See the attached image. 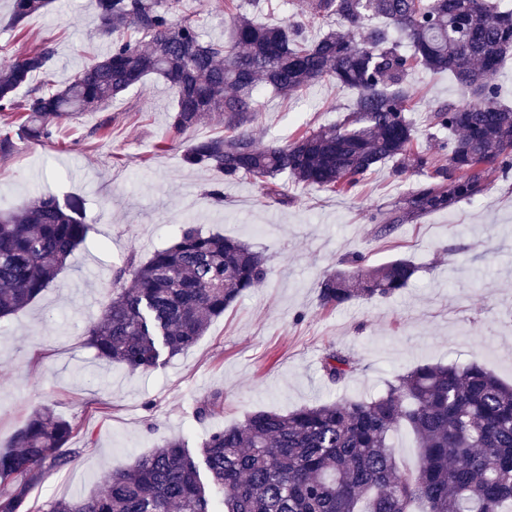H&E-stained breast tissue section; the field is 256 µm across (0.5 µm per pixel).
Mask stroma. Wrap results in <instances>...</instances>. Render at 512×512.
<instances>
[{"mask_svg":"<svg viewBox=\"0 0 512 512\" xmlns=\"http://www.w3.org/2000/svg\"><path fill=\"white\" fill-rule=\"evenodd\" d=\"M180 12L204 39L229 35L215 0H182ZM22 36L55 42L49 72L35 75L37 85L65 84L109 48L95 0H53L47 11L17 23L9 0H0V67ZM410 82L418 98L411 114L417 146L447 166L448 134L431 128L427 116L457 100L459 86L448 74L420 68ZM354 99L332 82L293 97L261 91L256 142H286L300 128L336 124ZM173 107V94L151 76L114 98L106 112L62 120L54 141H22L0 159L1 209L45 193L79 197L91 226L56 281L24 310L0 319V444L43 402L77 428L72 445L79 456L32 491L28 512L101 489L107 471L129 467L162 439L179 438L194 450L212 431L257 409L287 413L367 399L420 364L477 361L512 383V178L412 219L403 216L404 202L423 178L395 177L388 163L354 194L280 176L283 198L276 201L251 177L228 180L217 170L186 166L169 131ZM107 116L111 131L104 135L99 126ZM187 223L264 252L268 281L155 371L132 373L98 358L86 332L109 293L130 284L133 263L168 246ZM354 252L363 253L369 268L404 257L416 272L393 298L321 306V280ZM331 346L356 363L337 385L321 371ZM214 394L222 408L198 418L200 402Z\"/></svg>","mask_w":512,"mask_h":512,"instance_id":"stroma-1","label":"stroma"}]
</instances>
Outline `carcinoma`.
<instances>
[{"label":"carcinoma","instance_id":"1","mask_svg":"<svg viewBox=\"0 0 512 512\" xmlns=\"http://www.w3.org/2000/svg\"><path fill=\"white\" fill-rule=\"evenodd\" d=\"M17 21L50 0H11ZM230 19L227 39L204 41L194 21L174 18L179 0H96L99 34L109 50L57 88L31 85L55 55L43 41L0 69V114L19 120V138L50 142L60 120L98 112L149 76L174 93L170 131L185 144L183 162L241 175L279 195L276 178L353 193L376 167L430 175L410 193L408 213L449 208L491 189L488 176L512 173V106L497 78L512 55V8L494 0H299L279 24L257 21L265 0H218ZM340 27L310 40L317 20ZM382 23L369 24L372 17ZM417 67L448 73L460 98L431 110L430 124L448 132V174L415 147L409 76ZM328 81L357 93L341 122L305 130L286 143L256 146L250 124L257 91L296 95ZM26 89L24 98L18 97ZM221 119L224 132L192 137ZM443 177L437 182L435 178ZM84 201L41 195L0 210V317L30 304L56 280L88 234ZM336 272L319 284L325 307L387 299L407 287V259ZM266 255L219 234L184 224L174 241L134 266L133 281L113 291L101 319L86 332L98 357L150 372L194 346L212 320L265 283ZM355 369L330 347L322 370L332 384ZM406 427L421 449L404 469L390 438ZM73 425L48 404L33 409L0 451V512H27L34 488L51 470L75 461ZM222 492L217 511L201 473ZM512 512V384L477 362L421 364L367 400L340 399L290 413L260 409L215 431L195 455L175 438L158 443L103 490L55 499L46 512Z\"/></svg>","mask_w":512,"mask_h":512}]
</instances>
